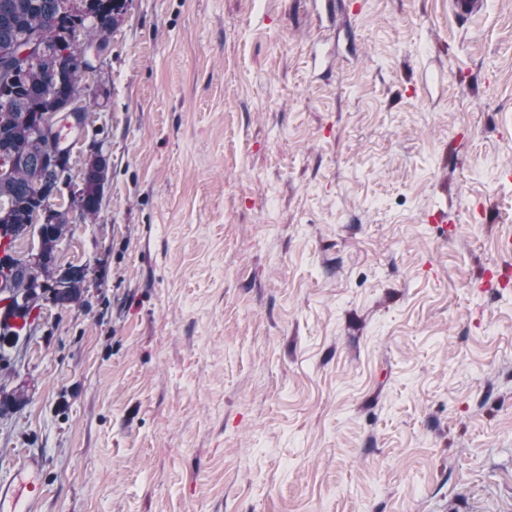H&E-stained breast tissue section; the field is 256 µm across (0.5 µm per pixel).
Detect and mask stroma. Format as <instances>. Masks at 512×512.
<instances>
[{
  "label": "stroma",
  "mask_w": 512,
  "mask_h": 512,
  "mask_svg": "<svg viewBox=\"0 0 512 512\" xmlns=\"http://www.w3.org/2000/svg\"><path fill=\"white\" fill-rule=\"evenodd\" d=\"M335 3L127 0L94 284L12 350L39 512H512V0Z\"/></svg>",
  "instance_id": "stroma-1"
}]
</instances>
